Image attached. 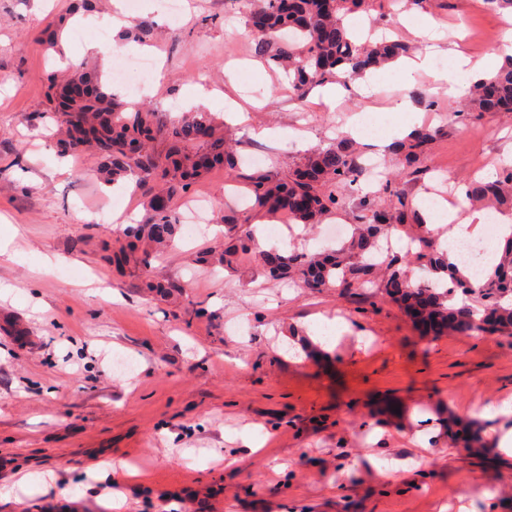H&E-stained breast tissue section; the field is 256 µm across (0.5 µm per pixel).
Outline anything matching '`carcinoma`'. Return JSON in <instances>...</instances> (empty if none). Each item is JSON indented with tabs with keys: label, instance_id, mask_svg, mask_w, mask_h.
Returning a JSON list of instances; mask_svg holds the SVG:
<instances>
[{
	"label": "carcinoma",
	"instance_id": "cac0c4a2",
	"mask_svg": "<svg viewBox=\"0 0 512 512\" xmlns=\"http://www.w3.org/2000/svg\"><path fill=\"white\" fill-rule=\"evenodd\" d=\"M236 2L245 14L246 28H251L256 15L263 16L266 32H250L253 53L288 70L299 98L315 85L351 82L412 50L401 40L355 42L345 19L374 0H288L286 9L282 0ZM96 5L97 0H72L69 16L43 31L47 45L59 49L68 17L91 12ZM125 37L146 43L156 37V30L136 25L125 31ZM47 104L46 116L57 127L59 156L90 151L100 160L97 177L102 183L148 188L144 219L128 226L115 241L119 263L138 253V263L150 266L152 252L174 245L179 229L176 203L212 171L222 169L231 177L236 169L237 157L226 141L224 122L207 112L191 111L163 121L153 107L121 100L97 71L49 74ZM490 112H512V57L493 76L469 85L454 118L474 124ZM438 134L435 128L422 127L397 144L395 168L415 177L423 174L429 146ZM367 177L359 151L346 137L309 149L285 179L257 171L246 183L255 208L266 214L286 212L297 224H319L343 212L357 197L351 236L325 253L298 248L285 253L259 251L253 233L230 213L223 216L224 248L203 251L196 261L231 269L251 257L272 281L291 280L310 290L334 289L341 297L362 288L364 301L371 305L402 304L425 336L450 331L458 336L512 335V232L504 237L497 264L476 281L469 265L449 261L448 251L427 228L421 210L400 187L398 173L383 176L377 192L363 195L360 182ZM462 204L512 214V166L466 184ZM393 230L414 239L417 250L408 261L392 256L382 269L371 257L381 251V236ZM411 264L425 270L429 279L411 282Z\"/></svg>",
	"mask_w": 512,
	"mask_h": 512
}]
</instances>
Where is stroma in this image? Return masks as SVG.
Returning a JSON list of instances; mask_svg holds the SVG:
<instances>
[{
    "label": "stroma",
    "instance_id": "stroma-1",
    "mask_svg": "<svg viewBox=\"0 0 512 512\" xmlns=\"http://www.w3.org/2000/svg\"><path fill=\"white\" fill-rule=\"evenodd\" d=\"M71 0H0V235L14 231L16 259L0 256V512H110L113 492L124 512H459L474 502L512 503V458L489 450L472 457L449 445L447 420L481 423L485 434L512 428V416L482 417L493 401H512V337L421 336L395 304L370 306L335 290L309 291L267 280L251 259L234 271L196 263L217 245L224 207L237 189L223 171L200 180L209 197L201 231L181 225L173 249L149 270L116 268L112 242L121 225L101 212L108 200L142 219L146 198L124 187L103 190L95 157L82 171L57 158L42 110L47 73L67 58L73 70L111 73L114 61L81 55L106 11L73 18L63 54L41 39ZM128 23L157 27L147 46L161 72L141 93L165 111L190 103L194 88L224 116L235 100L250 127L232 125L240 170L285 175L310 148L342 133L351 115L378 127L358 137L365 156L390 169L396 128L421 127L429 103L453 113L456 101L433 93L427 73L405 80L376 72L371 98L352 93L330 111L316 93L297 99L283 71L254 57L245 20L232 0H189L185 17L167 0H125ZM386 33L408 40L421 16L436 25L439 53L430 66L454 67L450 48L472 61L495 46L470 43L474 28L498 26L485 0H434L419 9L392 0ZM82 27L81 37L72 30ZM239 63L236 84L225 71ZM407 112H399V103ZM267 137H251V130ZM426 173L401 174L413 197L472 175L477 160L504 163L512 112L487 114L478 128L442 123ZM265 154L254 163L255 154ZM55 258L52 268L44 257ZM175 282L159 297L147 279ZM129 358L125 372L113 356ZM266 440L259 449L251 441ZM112 463L111 478L89 465ZM400 469L388 480L387 466ZM52 472L65 493L19 487L21 476Z\"/></svg>",
    "mask_w": 512,
    "mask_h": 512
}]
</instances>
